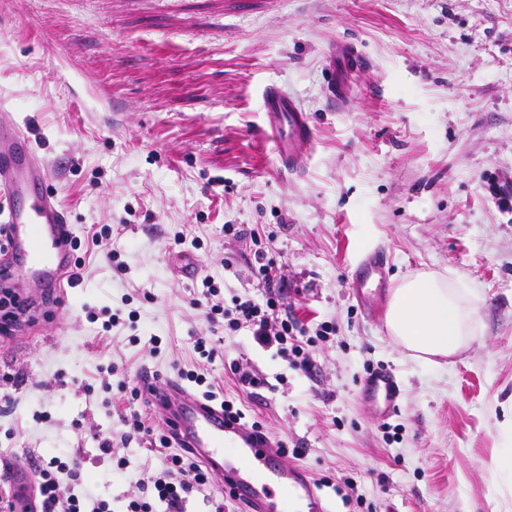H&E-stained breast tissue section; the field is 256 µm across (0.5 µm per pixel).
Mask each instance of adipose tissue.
Returning a JSON list of instances; mask_svg holds the SVG:
<instances>
[{
    "label": "adipose tissue",
    "instance_id": "obj_1",
    "mask_svg": "<svg viewBox=\"0 0 512 512\" xmlns=\"http://www.w3.org/2000/svg\"><path fill=\"white\" fill-rule=\"evenodd\" d=\"M478 314L451 278L422 273L394 288L386 326L393 342L412 357L432 360L457 353L473 338Z\"/></svg>",
    "mask_w": 512,
    "mask_h": 512
}]
</instances>
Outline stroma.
<instances>
[{"label":"stroma","mask_w":512,"mask_h":512,"mask_svg":"<svg viewBox=\"0 0 512 512\" xmlns=\"http://www.w3.org/2000/svg\"><path fill=\"white\" fill-rule=\"evenodd\" d=\"M339 41L360 58L342 99ZM270 84L314 126L293 175L262 131ZM0 113L49 163L83 262L30 329L0 336V450L82 455L84 487L125 512L138 479L167 469L120 439L137 375L201 368L302 449L331 512H351L334 487L345 477L370 512H512V214L481 188L486 170L512 168V0H0ZM229 224L259 233L307 329L335 326L311 374L245 330L213 360L195 351L212 334L190 303L203 277L226 304L262 293ZM374 246L391 284L457 275L479 308L466 348L417 361L365 315L351 274ZM189 258L197 274L179 275ZM112 312L121 322L103 331ZM235 363L285 382L240 394ZM378 365L403 389L385 420L361 398Z\"/></svg>","instance_id":"obj_1"}]
</instances>
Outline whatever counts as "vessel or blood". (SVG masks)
<instances>
[{"instance_id":"vessel-or-blood-1","label":"vessel or blood","mask_w":512,"mask_h":512,"mask_svg":"<svg viewBox=\"0 0 512 512\" xmlns=\"http://www.w3.org/2000/svg\"><path fill=\"white\" fill-rule=\"evenodd\" d=\"M268 137L284 169L294 172L305 165L303 148L314 140L309 114L296 98L275 85L263 94ZM47 162L30 146L14 125L0 122V191L16 197L27 191L25 207H9L5 220L9 245L0 252V263L15 265L26 256L35 267L44 288L63 289L72 270V237L66 212L57 202L48 181ZM483 190L492 200L512 207V169H497L483 180ZM387 258L373 248L358 259L355 274L359 286L381 295L387 284ZM363 394L378 417L394 414L402 396L394 373L379 367L362 383ZM156 408L177 423L179 446L203 462L218 489L236 494L249 512H289L293 503L306 502L311 512H329L307 471L287 465L277 445L262 438L246 423L226 418L217 404L200 400L179 385L158 388ZM239 449L236 462H228L225 451ZM11 480L16 491L14 512H28L34 483L30 472L15 470Z\"/></svg>"}]
</instances>
